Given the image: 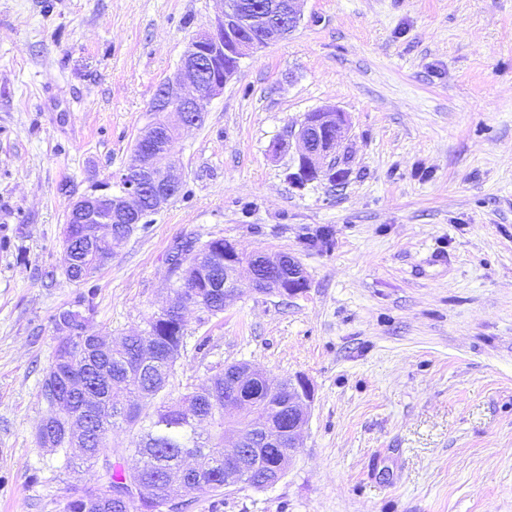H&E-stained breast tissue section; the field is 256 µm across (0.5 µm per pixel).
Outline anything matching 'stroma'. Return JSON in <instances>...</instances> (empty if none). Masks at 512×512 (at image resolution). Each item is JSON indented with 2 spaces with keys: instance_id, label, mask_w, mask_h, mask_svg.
<instances>
[{
  "instance_id": "1",
  "label": "stroma",
  "mask_w": 512,
  "mask_h": 512,
  "mask_svg": "<svg viewBox=\"0 0 512 512\" xmlns=\"http://www.w3.org/2000/svg\"><path fill=\"white\" fill-rule=\"evenodd\" d=\"M216 0H0V512H64L98 468L39 447L52 317L89 295L104 336L170 298V255L224 238L293 254L309 285L190 308L167 394L246 362L313 390L268 489L186 512H512V0H305L173 147L182 189L87 282L72 198L126 166ZM347 113L339 166L303 187L291 132ZM280 143L271 154L272 143Z\"/></svg>"
}]
</instances>
